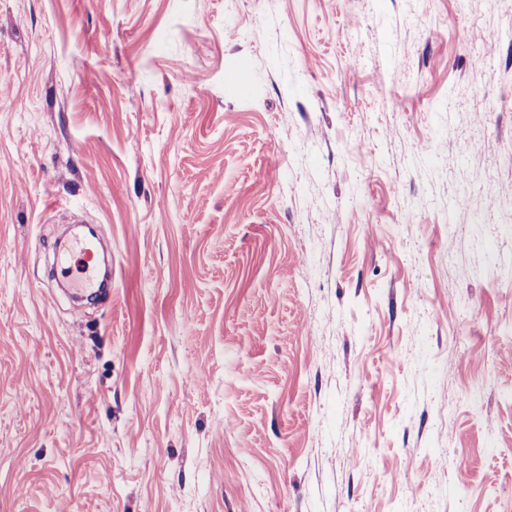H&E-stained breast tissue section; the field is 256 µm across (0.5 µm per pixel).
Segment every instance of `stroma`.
I'll return each mask as SVG.
<instances>
[{
	"mask_svg": "<svg viewBox=\"0 0 512 512\" xmlns=\"http://www.w3.org/2000/svg\"><path fill=\"white\" fill-rule=\"evenodd\" d=\"M511 25L0 0V512H512ZM93 239L88 235H83L81 239L58 240L53 247L55 253L54 266L56 268L61 267V276L68 279V286L76 291L93 293L104 288H112V264L104 281L96 278L94 282L93 275L90 274L97 265V254ZM72 252H79L81 254V264L76 265L78 269L77 274H73V269L69 262V256ZM68 274L70 278H68Z\"/></svg>",
	"mask_w": 512,
	"mask_h": 512,
	"instance_id": "stroma-1",
	"label": "stroma"
}]
</instances>
